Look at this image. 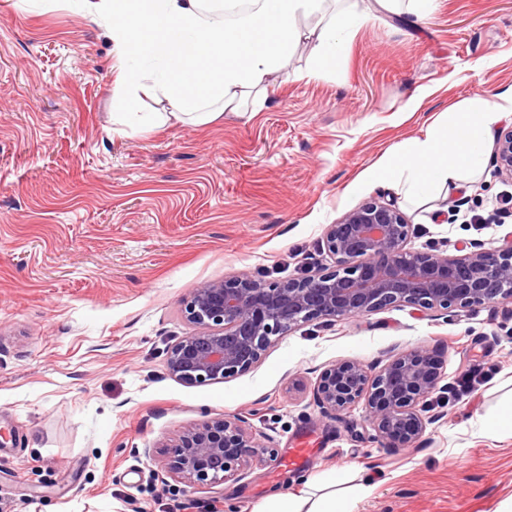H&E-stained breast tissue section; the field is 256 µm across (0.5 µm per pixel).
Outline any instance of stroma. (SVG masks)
<instances>
[{"instance_id":"35a3bbf8","label":"stroma","mask_w":512,"mask_h":512,"mask_svg":"<svg viewBox=\"0 0 512 512\" xmlns=\"http://www.w3.org/2000/svg\"><path fill=\"white\" fill-rule=\"evenodd\" d=\"M311 49L243 114L142 131L112 121L119 61L78 0H0V512H255L330 474L375 485L354 512H512V435L491 427L512 400L511 301L320 320L207 385L167 370L195 288L330 266L327 225L371 199L397 203L413 251L512 233V182L493 166L417 200L370 175L448 109L512 95V0H434L423 20L400 0L314 78ZM420 346L442 382L476 361L494 377L455 405L434 392L408 448L376 441L362 405L321 415L327 366L376 371ZM216 416L245 418L275 458L218 485L155 479L163 445ZM303 434L307 460L286 466Z\"/></svg>"}]
</instances>
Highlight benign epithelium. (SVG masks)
<instances>
[{"label":"benign epithelium","instance_id":"benign-epithelium-1","mask_svg":"<svg viewBox=\"0 0 512 512\" xmlns=\"http://www.w3.org/2000/svg\"><path fill=\"white\" fill-rule=\"evenodd\" d=\"M492 163L498 177L512 180V127L498 134ZM411 233L395 202L379 197L327 226L321 248L330 267L285 282L240 273L205 283L184 305L196 331L170 348L168 372L194 385L236 377L279 337L315 320L358 319L389 306L446 310L512 301V235L492 248L448 255L407 249ZM440 376L439 360L426 349L399 354L377 372L342 360L321 372L315 398L329 418L364 403L374 437L407 447L425 432L422 406ZM171 448L167 473L198 484L224 482L238 467L276 453L245 419L225 416L187 430Z\"/></svg>","mask_w":512,"mask_h":512}]
</instances>
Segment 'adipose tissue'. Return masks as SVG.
Masks as SVG:
<instances>
[{"instance_id": "ef3b65f1", "label": "adipose tissue", "mask_w": 512, "mask_h": 512, "mask_svg": "<svg viewBox=\"0 0 512 512\" xmlns=\"http://www.w3.org/2000/svg\"><path fill=\"white\" fill-rule=\"evenodd\" d=\"M86 16L110 33L119 56L160 55L157 73L124 67L117 76L119 112L113 122L149 130L172 121L209 124L220 112L239 113L247 98L262 99L272 74L300 43L303 21L317 32L313 75L335 68L354 30L370 17L394 12L398 0H370L365 11L344 9L326 16V0H250L252 11L227 23L203 0H83ZM167 102L165 112H144L142 98ZM504 104L477 99L449 110L444 124L405 142L376 167L375 180L401 186L418 199L459 185L484 166L493 125ZM369 484L345 485L336 476L276 492L256 512H354Z\"/></svg>"}]
</instances>
